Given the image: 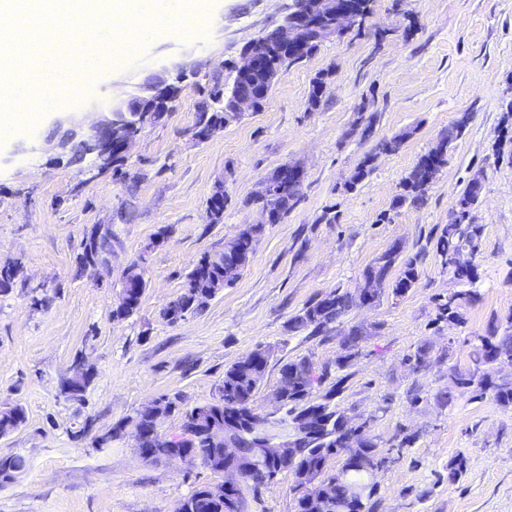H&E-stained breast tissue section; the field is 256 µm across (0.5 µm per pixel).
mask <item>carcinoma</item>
I'll return each mask as SVG.
<instances>
[{
  "instance_id": "obj_1",
  "label": "carcinoma",
  "mask_w": 512,
  "mask_h": 512,
  "mask_svg": "<svg viewBox=\"0 0 512 512\" xmlns=\"http://www.w3.org/2000/svg\"><path fill=\"white\" fill-rule=\"evenodd\" d=\"M318 49L313 44L309 50L300 55H277L268 60L269 66L288 71L293 65L311 57ZM224 93V86L214 82L209 93V100L215 102ZM207 100V101H209ZM207 101H202L195 115V123L209 124L218 122L221 116L211 111ZM470 115L462 113L448 126V131L440 138L435 147L422 155L410 172L400 183L401 192L396 196L395 204L410 202L413 205L423 201V197L435 179L437 171L448 163V147L458 137L462 136L469 124ZM478 199V194L472 186H467L457 201L455 218L440 231L436 241V252L442 262L452 270L456 279L468 286V289L448 295L446 302L438 306V319L462 320L460 309L462 304H473L479 301L480 294L475 284L478 279L477 267L454 266L451 258L472 252L481 247L483 225L472 224L469 215L472 206ZM262 225L249 224L239 233L236 240V250L231 254L221 255V260L214 261L210 253L203 254L194 264L187 276L184 291L163 310V318L173 323L177 318H185L202 312L208 302L200 299L193 300L192 291L197 290L207 297L212 295L219 286H229L240 276L247 267L255 251ZM400 253L393 248L380 255L364 272V281L380 282L392 288V294L402 296L417 282L419 274L416 268L418 258L399 261ZM146 283L140 281L139 290L131 291L127 299L116 304L112 309V319L123 320L131 316L140 306ZM360 295H352L335 289L323 297L311 300L303 308L302 313L291 320V328L308 330L315 336L327 331L328 326L338 322L348 311L359 306ZM476 343L470 354L471 366L465 372L452 369L448 373L450 383L454 387H473L480 393L492 391L504 407L512 406V380L500 379L496 376V364L500 361L512 360V315L507 317L504 329L494 326L486 336L475 337ZM362 341V332L357 328L350 329L343 335L341 349L344 354L338 356L336 365L343 369L349 366L350 359L356 354ZM267 364L253 365L243 359L224 370V379L218 388L216 400L182 408L180 395H165V407L170 413H178L181 417V429L187 433L183 441L185 448L201 465L215 474L224 473V448L213 444L206 430L213 422L224 421V411L237 410L245 412L254 408V398L262 383ZM329 371L316 370L313 363L306 357L290 360L279 370V381L286 382L288 391L284 404V415L288 417L289 433H294L297 417L309 410L319 419L318 429L314 436L300 437L295 440L292 456L288 464L278 465L274 461L262 460L255 456V438L249 430L239 429L234 435V444L239 450L240 459L244 465L261 466L267 470L292 476V502L296 512H308L305 501L319 485L329 483L334 485V499L338 504L331 505L328 512H374L375 493L377 487L355 498L352 489L358 484H367L369 474L366 467L356 464L350 469L342 463L336 469H331L330 462L340 454L348 451L362 459H376L384 462L379 456L378 443L374 436L367 435L359 447L350 448L345 444L346 436L337 426L342 417L335 398L341 390L343 379L326 391L318 402H309L310 394L321 386ZM86 387L83 383L78 387L66 381L62 384V393L66 400L83 405L86 401ZM158 406L144 405L127 419V424L133 429L136 448L147 461H157L167 457L169 449L159 448L144 439L142 433L153 423V417ZM27 420L23 406L16 405L10 409H0V437H5L20 429ZM28 469V460L19 454L0 455V487L15 482ZM177 512H226L224 499L215 498L209 491V486L197 487L191 495L184 499Z\"/></svg>"
}]
</instances>
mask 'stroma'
Listing matches in <instances>:
<instances>
[{"instance_id":"stroma-1","label":"stroma","mask_w":512,"mask_h":512,"mask_svg":"<svg viewBox=\"0 0 512 512\" xmlns=\"http://www.w3.org/2000/svg\"><path fill=\"white\" fill-rule=\"evenodd\" d=\"M292 0H213L182 31L142 33L133 52L80 76L78 108L93 115L136 93L152 73L188 60L198 75L180 82L173 108L130 145L121 175L87 180L85 165L31 152L58 132L69 108L44 110L35 125L0 139V263L22 272L0 295V406L22 405L23 427L0 438V454L29 461L27 473L0 488V512H176L196 487L220 483L198 464L144 461L132 435L98 444L136 410L162 395L185 406L214 400L225 368L255 349L269 352L254 405L275 408L283 361L308 358L342 381L339 408L368 422L388 456L377 477L376 512H512V407L493 393L450 389L448 371L467 370L475 336L512 315V0H373L362 26L326 39L293 65L261 109L244 113L205 142L193 136L195 112L214 81L232 84L244 46L278 25ZM323 81L310 105L314 81ZM467 112L466 133L420 205H395L399 184L419 157ZM402 137L398 152L379 140ZM304 172L298 200L277 224H262L256 196L281 164ZM370 174L351 177L362 163ZM472 207L483 225L479 302L459 323L438 320L437 306L461 286L429 238L448 223L473 178ZM228 195L221 223L206 201L216 182ZM263 231L249 265L207 309L171 325L163 307L184 288L204 252L223 250L246 225ZM112 227L106 266L81 267L83 240ZM400 245L419 258L405 295L384 291L372 307L352 309L328 332L289 329L313 298L356 292L365 270ZM142 259L146 289L130 317L112 318L130 261ZM47 306L31 304L33 294ZM364 339L349 367L337 369L340 340ZM428 350L414 368L417 348ZM95 375L84 406L61 383L76 359ZM452 390L444 403L441 391ZM464 456L465 473L448 479ZM291 477L244 485L243 512H293Z\"/></svg>"}]
</instances>
